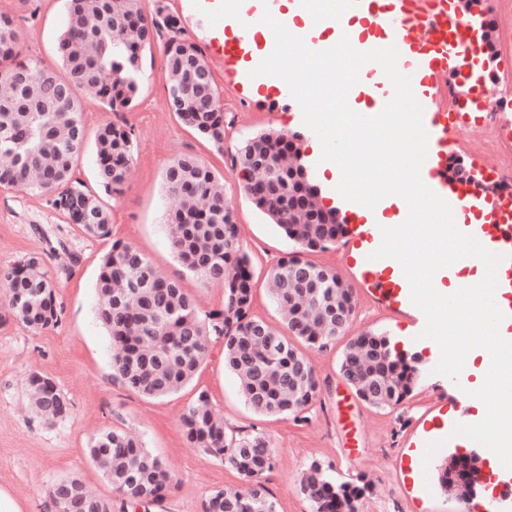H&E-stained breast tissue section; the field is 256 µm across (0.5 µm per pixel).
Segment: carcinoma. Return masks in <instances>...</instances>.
Returning <instances> with one entry per match:
<instances>
[{
    "mask_svg": "<svg viewBox=\"0 0 512 512\" xmlns=\"http://www.w3.org/2000/svg\"><path fill=\"white\" fill-rule=\"evenodd\" d=\"M172 36L163 47L167 91L181 90L174 109L179 120L217 148H224V107L201 49L180 37L174 16L164 20ZM158 36L157 21L142 0H67V24L58 42L61 67L43 68L20 59V32L0 14V185L48 196L70 224L95 238L111 233L109 208L75 178L86 128L87 99L114 111L129 107L137 93L142 55ZM136 141L127 126L109 124L96 137L97 174L106 192L123 193ZM292 140L265 131L236 146L233 159L250 173L242 192L299 250L268 273L281 315L280 331L250 314L252 277L237 224L224 199L219 176L197 157L184 154L166 169L165 191L177 201L169 213L176 257L204 283L224 289V308L199 314L181 284L156 275L150 260L131 244L115 242L97 280V315L112 347V377L129 390L163 397L193 381L206 361L212 338L224 342V366L238 380L250 411L260 416L307 420L313 399L301 390L303 376L321 386L308 356L295 342L323 350L349 329L355 311L353 289L330 270L304 259L302 251L325 249L344 233L336 210L320 205L317 189L294 176L285 162ZM0 290L18 324L33 334L57 327L62 309L44 260L28 254L0 269ZM340 373L353 382L362 402L379 409L399 405L419 382L414 359L394 355L389 339L364 333L342 351ZM27 388L47 420L67 414L54 381L32 372ZM188 444L220 460L245 482L241 490H217L203 512H276L263 477L275 449L261 434L227 436L224 418L206 392L198 393L181 416ZM112 490L132 506L161 500L173 477L164 461L120 426L104 430L88 446ZM441 488L468 498L475 483L439 470ZM80 488L85 512H111L106 499L75 476L54 482L52 499L66 500ZM301 490L312 512H361L366 487L327 478L310 465Z\"/></svg>",
    "mask_w": 512,
    "mask_h": 512,
    "instance_id": "1",
    "label": "carcinoma"
}]
</instances>
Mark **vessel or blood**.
<instances>
[{"instance_id":"b4317fda","label":"vessel or blood","mask_w":512,"mask_h":512,"mask_svg":"<svg viewBox=\"0 0 512 512\" xmlns=\"http://www.w3.org/2000/svg\"><path fill=\"white\" fill-rule=\"evenodd\" d=\"M209 13L224 16V56L238 85L261 88L268 76L251 77L259 61L275 47L272 30L263 23L271 14L292 23L307 47L323 51L348 38L358 51L395 47L397 67L408 76L423 108L422 124L428 135L422 181L445 199L453 210L457 228L473 236L487 250L502 257L495 303L504 319L499 332L512 341V189L500 186L495 167L474 152L457 131L468 127L487 130L484 112L497 103L500 112L494 137L512 150V10L495 0H206ZM496 55H488V42ZM394 96V88L381 66L366 63L360 81L348 94L352 110L379 114ZM466 162L470 175L460 179L448 172L449 159ZM337 213L349 225L340 246L341 268L347 282L360 288L372 307L408 320L425 316L410 298V284L391 259H372L381 244V228L392 214L407 215L391 198L374 209L339 200ZM448 393L436 396L422 413L411 416L401 448L392 461L399 491L415 512H432V496L424 475V452L429 448H464L466 437L455 434L456 421L449 409L475 404L470 396L468 372L447 382ZM500 512H512V469L497 474Z\"/></svg>"}]
</instances>
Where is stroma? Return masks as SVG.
<instances>
[{
    "mask_svg": "<svg viewBox=\"0 0 512 512\" xmlns=\"http://www.w3.org/2000/svg\"><path fill=\"white\" fill-rule=\"evenodd\" d=\"M142 7L150 15L160 10L178 16L183 38L201 48L224 105V146L216 148L170 112L160 73L162 44L157 41L143 58L134 108L115 112L96 102L84 104L87 138L75 176L85 189L106 196L96 165L95 137L100 127L127 124L138 144L123 194L106 197L112 214L109 237L85 236L52 208L47 197L0 187V268L27 253H41L62 307L57 328L34 334L16 322L0 298V488L22 505L23 512H54L47 490L66 476L79 477L88 489L110 500L112 512H202L211 493L242 485L235 471L190 447L181 431L185 408L203 391L223 413L226 434L258 433L275 448L274 466L263 483L277 512H311L300 482L314 463L332 479L354 481L366 476L384 488L383 497L365 499L362 512H412L394 485L391 462L407 418L443 387L433 371L440 351L435 341L420 338L417 327L379 313L364 300L356 302L345 340L337 341L333 349L308 353L322 394L304 422L250 412L236 378L224 368V346L219 341L212 344L193 383L174 394L148 398L113 380L112 347L96 314V282L113 241L137 247L161 275L180 280L201 313L224 307L223 289L203 285L181 265L171 247L167 219L172 202L163 184L170 163L191 154L223 179L224 195L254 273L251 313L277 328L281 318L270 297L267 273L297 245L243 194L245 176L232 155L240 141L268 130L299 136L305 156L314 138L305 131L299 112H269L258 92L246 98L238 93L224 68V33L202 18L199 0H143ZM0 12L12 15L23 35L22 58L58 67L57 40L66 22V0H0ZM403 331L410 336L404 353L419 357L420 381L393 409L371 408L356 398L339 373L345 341L364 332L381 333L393 341ZM32 371L55 382L68 404L63 418L47 422L32 412L26 386ZM116 425L136 433L174 474V486L161 502L131 510L89 460L91 437Z\"/></svg>",
    "mask_w": 512,
    "mask_h": 512,
    "instance_id": "obj_1",
    "label": "stroma"
}]
</instances>
